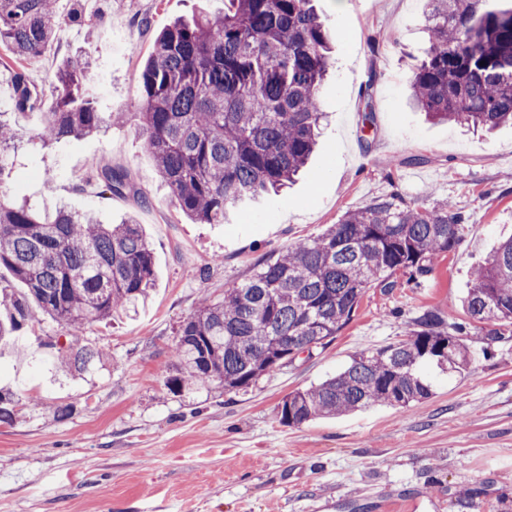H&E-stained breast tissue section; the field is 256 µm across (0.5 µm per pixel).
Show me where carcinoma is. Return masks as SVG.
Here are the masks:
<instances>
[{
	"label": "carcinoma",
	"mask_w": 512,
	"mask_h": 512,
	"mask_svg": "<svg viewBox=\"0 0 512 512\" xmlns=\"http://www.w3.org/2000/svg\"><path fill=\"white\" fill-rule=\"evenodd\" d=\"M428 43L411 99L432 120L468 127L512 124V5L503 0H428ZM61 19L51 0H0V46L15 63L40 55ZM332 64L328 30L312 0H224V14L178 20L161 31L142 71L133 106L156 171L192 222L222 224L231 210L290 183L316 146L324 113L320 85ZM84 68L62 60L60 90L34 139L49 146L112 124L83 96ZM15 105L34 110L41 96L15 74ZM19 130L0 113V181L11 169ZM104 191L133 190L118 168L96 167ZM464 216L449 203L432 209L398 196L349 211L312 240L262 260L252 276L203 300L180 325L166 385L232 392L323 348L354 316L368 289L394 276L422 284L436 260L463 240ZM25 289H0V340L20 331L37 307L80 336L94 323L127 315L148 297L154 262L141 225L102 224L89 214L42 215L0 193V268ZM467 322L427 310L410 339L361 353L338 374L286 396L280 422L299 426L376 404L409 410L429 398L421 370L432 361L458 372L469 343L491 347L512 334V238L475 269L463 299ZM101 352L77 345L60 366L84 371ZM19 399L0 389V424L15 421Z\"/></svg>",
	"instance_id": "1"
}]
</instances>
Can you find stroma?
Masks as SVG:
<instances>
[{
  "label": "stroma",
  "instance_id": "1",
  "mask_svg": "<svg viewBox=\"0 0 512 512\" xmlns=\"http://www.w3.org/2000/svg\"><path fill=\"white\" fill-rule=\"evenodd\" d=\"M94 26L62 22L25 70L40 110L19 111L15 66L0 48V112L24 136L0 190L52 211L64 205L103 223L135 216L154 257L147 304L131 318L86 327L103 359L83 374L62 370L40 342L68 330L41 313L0 343V387L19 398L0 425V512H380L397 494L425 512H469L457 498L478 489L485 512H512V338L448 374L429 366L432 396L403 411L375 405L298 427L277 405L347 367L353 356L404 340L423 311L465 321L472 272L512 237V126L467 130L427 121L409 86L427 42V0H315L335 47L320 90L327 118L297 180L238 224H196L175 207L130 110L153 40L178 17L215 16L224 0H81ZM88 64L87 96L112 113L105 132L51 147L30 139L51 111L62 59ZM369 96H362V89ZM373 126L364 128L365 111ZM127 172L134 192H101L93 167ZM56 176L45 184L44 173ZM391 195L465 217L464 239L420 285L398 276L369 289L329 346L230 393L177 396L166 379L180 324L200 300L246 280L255 265L312 239L345 212ZM71 405L66 419L54 410Z\"/></svg>",
  "mask_w": 512,
  "mask_h": 512
}]
</instances>
